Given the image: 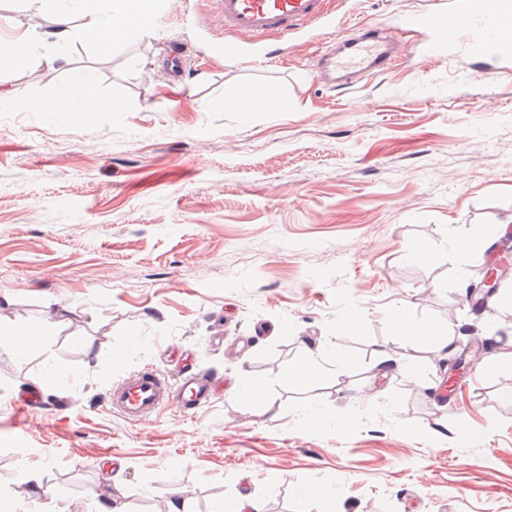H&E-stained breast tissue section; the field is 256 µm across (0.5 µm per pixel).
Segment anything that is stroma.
I'll list each match as a JSON object with an SVG mask.
<instances>
[{
    "mask_svg": "<svg viewBox=\"0 0 512 512\" xmlns=\"http://www.w3.org/2000/svg\"><path fill=\"white\" fill-rule=\"evenodd\" d=\"M431 0H328L320 24L270 61L215 44L211 0H168L151 30L101 54L81 33L14 62L0 86V328L43 322L46 342L0 348V493L18 512H190L261 497L276 512H512V306L469 312L492 224L512 226V44L471 58L408 20ZM400 46L389 68L334 90L311 65L366 25ZM47 0H0V41H41ZM92 73L122 103L79 123L40 101ZM246 81L279 112L214 108ZM469 235V251L448 241ZM431 248L422 259L418 245ZM495 338L483 368L443 386V353L403 342L393 309ZM320 348L318 381L289 378ZM219 374V399L130 424L113 384L169 351ZM398 360L382 373L381 352ZM259 383L278 420L232 394ZM39 392L24 412L20 396ZM35 470L62 499L36 498ZM121 486L95 502L104 481ZM324 486L330 494L313 497Z\"/></svg>",
    "mask_w": 512,
    "mask_h": 512,
    "instance_id": "obj_1",
    "label": "stroma"
}]
</instances>
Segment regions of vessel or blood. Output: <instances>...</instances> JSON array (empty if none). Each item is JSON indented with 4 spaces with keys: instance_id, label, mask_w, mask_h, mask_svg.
<instances>
[{
    "instance_id": "1",
    "label": "vessel or blood",
    "mask_w": 512,
    "mask_h": 512,
    "mask_svg": "<svg viewBox=\"0 0 512 512\" xmlns=\"http://www.w3.org/2000/svg\"><path fill=\"white\" fill-rule=\"evenodd\" d=\"M327 0H214L225 32L242 34L262 41L276 33L288 37L324 18ZM488 0H459L455 9L433 7L420 13L418 24L444 41L461 45L471 55L487 49L488 31H475L473 18L488 17ZM392 48L379 29H365L355 40L338 41L333 52L323 54L314 78L334 88L354 84L365 74L387 69ZM217 376L184 368L171 378L151 368L129 374L115 384L108 396L113 411L127 422L150 420L164 408L185 413L198 410L219 395Z\"/></svg>"
}]
</instances>
